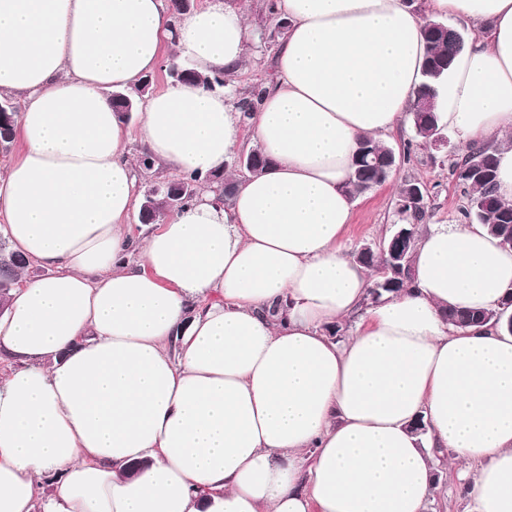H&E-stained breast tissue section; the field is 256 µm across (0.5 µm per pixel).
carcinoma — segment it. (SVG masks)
<instances>
[{"mask_svg":"<svg viewBox=\"0 0 512 512\" xmlns=\"http://www.w3.org/2000/svg\"><path fill=\"white\" fill-rule=\"evenodd\" d=\"M425 36L429 43V54L424 62V83L432 89L433 95H438V88L453 59L457 54L464 50L466 42L463 33L446 23L439 27H425ZM167 74L171 75L172 84L179 83L180 80L174 77V74L183 72L186 77L183 81L199 84L211 90L217 85H224V80L219 77H210L198 72L190 59L172 56L166 65ZM265 94V87L253 86L249 90L237 94L236 107L241 112L242 118L246 119L251 112L255 111L262 101ZM112 106L118 113V119H123L121 112L123 108V98H129L134 105L135 111H140L139 103L143 100L144 93L141 92V85H136L130 89H117L110 93ZM0 107L3 112L0 113V125L3 130L0 131V142L10 143L15 135V115L17 108L11 98L4 96L0 98ZM410 121L414 131V139L424 143L431 141L436 135L442 133L438 124L436 109L428 111L413 105L410 110ZM361 147L376 153L382 165L387 166L391 163V156L395 152L385 143L377 142L372 138H365L361 142ZM495 149L487 145L474 144L468 147L462 156L451 164L452 175H454L462 186L464 205L461 208L462 215L469 222L484 224L489 231L498 236L504 245H509L512 239V205L502 203L494 194V184L496 179V159ZM358 160H353L352 173L349 178V192L355 196H361L372 189L380 186V171L377 169H360L357 167ZM484 165L486 173L478 175L475 169L479 165ZM183 182L190 189L206 182L211 188L219 191L224 190L225 196H231L230 186L223 185L224 174L212 173L205 177L198 174L193 176H180L176 179H169L163 175H157L146 186L155 185L158 191L154 192L152 199V209L156 218H162L165 215L181 208L185 203L193 199L191 193L184 194L180 200H175L170 192L163 189L165 185H172ZM413 180H404L398 190V210L402 215V223L414 228V241H419L421 236V226L425 219L426 206H411L406 203L410 186ZM0 251L6 258V266L0 269V304L8 305L12 287L17 285L16 270H24L30 266V261L23 256L9 250L7 242L0 243ZM412 285V276L404 274L395 281L383 285L381 278L375 277L371 281L369 288V299L376 303L387 295H397L402 290ZM512 313V292L508 293L500 307L488 311L459 310L453 307L444 309V316L448 322L460 328H467L474 325L492 321L505 328L509 327V314Z\"/></svg>","mask_w":512,"mask_h":512,"instance_id":"carcinoma-1","label":"carcinoma"}]
</instances>
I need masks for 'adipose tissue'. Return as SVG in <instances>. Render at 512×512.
<instances>
[{"label": "adipose tissue", "instance_id": "obj_1", "mask_svg": "<svg viewBox=\"0 0 512 512\" xmlns=\"http://www.w3.org/2000/svg\"><path fill=\"white\" fill-rule=\"evenodd\" d=\"M275 3L288 31L251 118L176 84L143 101L133 132L108 91L156 72L167 45L236 74L249 0L176 21L170 0H0V95L21 98L23 139L0 215L50 271L0 314V512H427L437 448L469 512H512V333L443 315L498 308L512 249L480 224L435 225L411 288L377 303L340 249L352 158L409 112L428 15L478 30L438 115L463 142L497 143L512 205V0ZM134 134L181 175L253 147L270 163L230 202L204 189L137 240ZM350 318L351 336H330Z\"/></svg>", "mask_w": 512, "mask_h": 512}]
</instances>
